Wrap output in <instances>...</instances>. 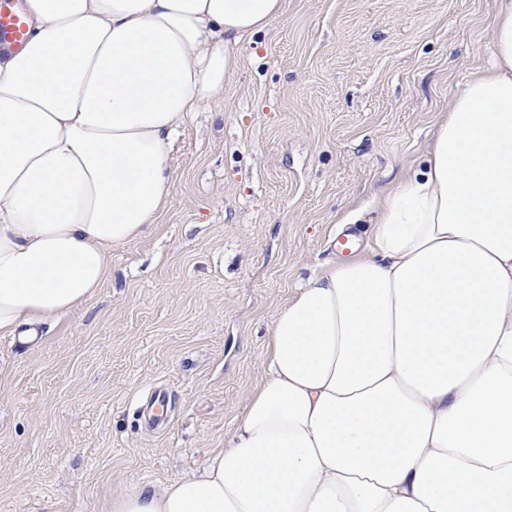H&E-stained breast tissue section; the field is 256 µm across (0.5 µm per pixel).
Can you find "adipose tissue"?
<instances>
[{"mask_svg": "<svg viewBox=\"0 0 512 512\" xmlns=\"http://www.w3.org/2000/svg\"><path fill=\"white\" fill-rule=\"evenodd\" d=\"M282 0H25L0 59V335L94 297L170 196L173 141ZM491 67L301 279L223 449L112 512H512V0Z\"/></svg>", "mask_w": 512, "mask_h": 512, "instance_id": "1", "label": "adipose tissue"}]
</instances>
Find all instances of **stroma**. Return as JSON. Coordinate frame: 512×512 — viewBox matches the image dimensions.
Listing matches in <instances>:
<instances>
[{"label": "stroma", "instance_id": "obj_1", "mask_svg": "<svg viewBox=\"0 0 512 512\" xmlns=\"http://www.w3.org/2000/svg\"><path fill=\"white\" fill-rule=\"evenodd\" d=\"M498 0H283L188 122L166 207L38 342L0 338V512H111L223 448L276 310L354 211L425 159L491 63ZM169 393L168 424L140 417Z\"/></svg>", "mask_w": 512, "mask_h": 512}]
</instances>
